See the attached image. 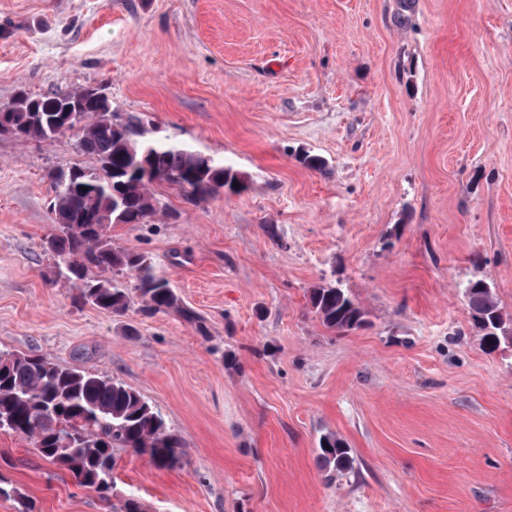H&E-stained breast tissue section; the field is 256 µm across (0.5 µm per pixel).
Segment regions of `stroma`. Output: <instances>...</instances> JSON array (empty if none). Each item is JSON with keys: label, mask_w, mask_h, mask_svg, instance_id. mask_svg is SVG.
<instances>
[{"label": "stroma", "mask_w": 512, "mask_h": 512, "mask_svg": "<svg viewBox=\"0 0 512 512\" xmlns=\"http://www.w3.org/2000/svg\"><path fill=\"white\" fill-rule=\"evenodd\" d=\"M86 87L242 183L112 227L178 298L115 314L44 246L50 172L92 159L0 135V352L123 382L184 444L115 449L104 501L0 432V512H512V344L465 295L512 319V0H0V106ZM330 282L363 326L322 325ZM466 288L469 307L480 329L486 331L483 341L489 349H496L501 337L511 339V331L502 335L501 325L504 319L498 307L492 286L482 278L471 280ZM328 445V448H325ZM319 460L326 469L343 472L352 467L353 458L350 454V448L335 434H326L320 440Z\"/></svg>", "instance_id": "stroma-1"}]
</instances>
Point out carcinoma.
<instances>
[{"mask_svg": "<svg viewBox=\"0 0 512 512\" xmlns=\"http://www.w3.org/2000/svg\"><path fill=\"white\" fill-rule=\"evenodd\" d=\"M93 92L82 88L40 97L21 93L0 116L15 127L18 138L47 140L70 134L76 137L77 150L95 162L53 176L55 233L46 246L58 273L74 281L81 298L98 309L122 313L137 298L143 312H164L177 305L168 280L157 276L142 257L113 247L107 231L114 224L149 223L158 213L151 190L156 183L176 186L199 202L240 182V177L197 150L147 137L131 119L117 128L109 99H96ZM98 168L104 175L95 173ZM91 268L104 274L130 272L136 280L135 295L108 278L89 276ZM466 291L473 317L485 331V345L497 348L504 319L492 286L478 278ZM309 301L331 331L351 330L365 322V312L337 285L315 286ZM2 430L33 440L45 460L105 500L112 493L114 449L147 453L157 466L168 467L183 448L182 440L133 388L27 353L0 354ZM319 460L337 472L349 470L353 463L350 448L332 433L320 440Z\"/></svg>", "mask_w": 512, "mask_h": 512, "instance_id": "obj_1", "label": "carcinoma"}]
</instances>
